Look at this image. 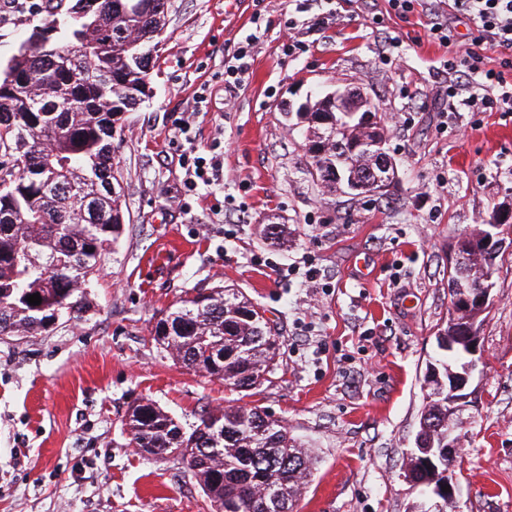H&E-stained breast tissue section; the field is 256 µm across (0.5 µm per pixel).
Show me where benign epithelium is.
<instances>
[{
    "label": "benign epithelium",
    "instance_id": "7a95c632",
    "mask_svg": "<svg viewBox=\"0 0 512 512\" xmlns=\"http://www.w3.org/2000/svg\"><path fill=\"white\" fill-rule=\"evenodd\" d=\"M324 107L327 112L336 113V131H341V123L352 120L363 130L372 133L370 146L378 149V168L370 170L372 178L366 180L356 173L357 165L336 167V189L344 193L380 194L389 191L397 174L396 161L383 150L385 139L375 130L374 111L371 96L361 87H348L323 94L316 101H307L299 107V112H315ZM512 205L497 209L488 231L465 233L455 244L454 255L450 260L448 271L456 272L457 277L450 281L448 288L453 294L451 306V331L448 334L444 350L461 354V360L455 371L448 373V456H453L458 448L460 434L465 428L462 413L469 406L473 391L472 377L481 358L480 318L488 312L492 301L493 282L496 260L502 253L506 237L512 234ZM472 253H481L486 258L484 276L479 285H473L472 279L466 277L468 258ZM448 479L444 485L445 500L423 494L424 502L415 512H445L448 505L456 503L457 478L453 467H448Z\"/></svg>",
    "mask_w": 512,
    "mask_h": 512
}]
</instances>
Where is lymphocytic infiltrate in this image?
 <instances>
[{
    "instance_id": "1",
    "label": "lymphocytic infiltrate",
    "mask_w": 512,
    "mask_h": 512,
    "mask_svg": "<svg viewBox=\"0 0 512 512\" xmlns=\"http://www.w3.org/2000/svg\"><path fill=\"white\" fill-rule=\"evenodd\" d=\"M394 12L424 11L428 33L448 50L444 67L459 74V81H446L434 88L436 99L459 101L472 112H512V0H453L455 11L470 22L471 46L460 49L457 33L444 11V0H388ZM500 51L497 66L485 63L481 47ZM186 173L187 190L218 181L223 162L220 156L204 157L188 148L178 155Z\"/></svg>"
}]
</instances>
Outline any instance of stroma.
Instances as JSON below:
<instances>
[{
    "label": "stroma",
    "mask_w": 512,
    "mask_h": 512,
    "mask_svg": "<svg viewBox=\"0 0 512 512\" xmlns=\"http://www.w3.org/2000/svg\"><path fill=\"white\" fill-rule=\"evenodd\" d=\"M171 0L153 94L112 131L129 230L104 256L91 308L47 333L0 337V512H211L181 456L147 457L124 422L140 398L184 428L204 409L258 408L314 457L296 512H412L404 479L424 376L448 318L456 239L512 203V113L442 108L430 90L446 55L422 12L351 0ZM310 49L285 55L289 22ZM0 15V61L40 26ZM258 33L232 110L224 56ZM393 63H384L381 52ZM362 86L388 120L399 181L389 196L328 194L286 109L310 94ZM194 112L203 155L224 157L219 184L186 191L173 161V121ZM285 228L266 241L265 225ZM324 271L317 283L300 257ZM480 329L484 365L456 454L461 512H512V247L497 260ZM221 284L257 302L281 332L279 368L237 392L186 370L150 337L162 311L193 288Z\"/></svg>",
    "instance_id": "obj_1"
}]
</instances>
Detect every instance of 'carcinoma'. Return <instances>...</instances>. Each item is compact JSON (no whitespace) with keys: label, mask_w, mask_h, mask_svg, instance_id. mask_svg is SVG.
<instances>
[{"label":"carcinoma","mask_w":512,"mask_h":512,"mask_svg":"<svg viewBox=\"0 0 512 512\" xmlns=\"http://www.w3.org/2000/svg\"><path fill=\"white\" fill-rule=\"evenodd\" d=\"M45 26L49 51L18 49L0 70V336L48 332L63 317L87 312V288L102 256L126 232L121 198L112 196V126L150 91L153 53L169 0H58ZM73 61L46 92L17 80L49 68L48 52ZM336 113L312 112L304 142L327 141L308 173L331 194ZM156 319L154 342L180 366L238 392L260 386L277 366L280 334L258 304L224 285L192 289ZM40 294L41 304L27 297ZM163 338H158V333ZM431 448L418 449L411 473L436 493L448 470V389L428 393ZM144 454L177 452L212 512H294L312 457L288 427L257 409L206 410L187 432L147 401L126 422Z\"/></svg>","instance_id":"obj_1"}]
</instances>
